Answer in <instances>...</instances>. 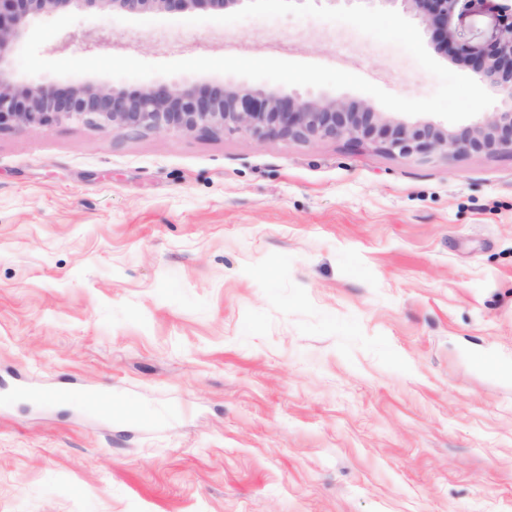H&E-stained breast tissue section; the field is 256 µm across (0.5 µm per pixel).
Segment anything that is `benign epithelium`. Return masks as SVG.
Returning a JSON list of instances; mask_svg holds the SVG:
<instances>
[{"instance_id":"obj_1","label":"benign epithelium","mask_w":512,"mask_h":512,"mask_svg":"<svg viewBox=\"0 0 512 512\" xmlns=\"http://www.w3.org/2000/svg\"><path fill=\"white\" fill-rule=\"evenodd\" d=\"M244 0H0V131L81 122L114 135L135 133H213L232 130L250 139L300 142L346 138L380 151L413 154L493 155L512 153V0H484L508 16L491 48L459 40L453 23L461 0H378L417 16L436 46H448L451 59L500 92L502 107L458 130L429 122L407 123L326 95L302 97L274 88L224 83L199 88L186 82H156L132 92L104 83H31L18 78L12 56L31 21L72 8L112 9L129 14L224 11Z\"/></svg>"}]
</instances>
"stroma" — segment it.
Returning a JSON list of instances; mask_svg holds the SVG:
<instances>
[{
  "mask_svg": "<svg viewBox=\"0 0 512 512\" xmlns=\"http://www.w3.org/2000/svg\"><path fill=\"white\" fill-rule=\"evenodd\" d=\"M456 24L488 45L483 0ZM316 63L424 98L315 18L81 11L66 57ZM512 154L0 132V512H512ZM77 389L114 406L86 408Z\"/></svg>",
  "mask_w": 512,
  "mask_h": 512,
  "instance_id": "35a3bbf8",
  "label": "stroma"
}]
</instances>
